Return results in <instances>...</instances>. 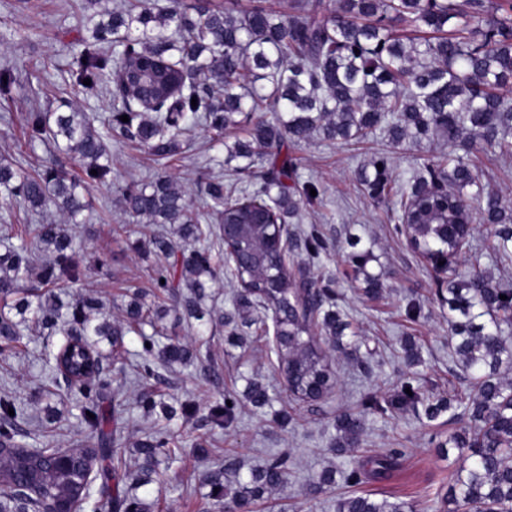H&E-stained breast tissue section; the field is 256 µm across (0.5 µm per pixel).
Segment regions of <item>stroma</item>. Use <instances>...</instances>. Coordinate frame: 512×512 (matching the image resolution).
Returning a JSON list of instances; mask_svg holds the SVG:
<instances>
[{
	"label": "stroma",
	"mask_w": 512,
	"mask_h": 512,
	"mask_svg": "<svg viewBox=\"0 0 512 512\" xmlns=\"http://www.w3.org/2000/svg\"><path fill=\"white\" fill-rule=\"evenodd\" d=\"M116 2L0 0V67L11 68L14 77L10 100L0 99V113L13 115L11 122L0 120V158L19 159L31 169L42 168L49 160L44 146L24 147L21 113L33 109L62 112L67 104L74 103L100 123L111 112V94L84 98L75 71L83 43L91 37L88 17L112 9ZM108 145L112 181L91 189L92 207L73 231L81 238L86 226L92 225L100 233L108 262L88 276L82 292L101 299L117 321L123 315L125 289L148 294L154 291L150 272L156 262L152 245L139 239V219L129 216L120 203V188L129 181L150 179L165 169L194 198L201 168L223 171L228 183L237 176L224 168L223 145L214 143L202 129L196 131L189 148L165 165L133 144L112 139ZM283 149L299 158L302 175L318 182L325 192L323 206L301 210L288 229L297 233L312 224L319 226L330 248L312 273L330 279L338 306L357 327L362 345L354 356L334 352L333 387L321 400L306 402L288 393L266 342L240 347L231 343L229 327H208L207 351L200 360L160 369L158 379L151 382L152 390L164 395L168 404L188 406L191 414L190 420L178 417L170 424L179 452L165 481L138 491L139 496L158 503V512H224L223 504L209 496L205 473L216 464H224L225 478L231 483L235 471L229 459L251 467L281 451L288 452L292 460L288 481L272 492L270 505H254L253 512H334V501L349 494V487L340 480L318 493L313 484L324 468L340 470L347 463L346 458L328 450L337 415L357 407L367 394L388 397L411 371L424 390L436 396L461 383L462 372L449 358L448 310L431 293V267L405 237L394 234L382 208L365 197L356 183L360 166L378 151L392 156L394 176L409 177L428 154V145L396 147L384 140L341 145L314 138L298 145L284 144ZM112 224L125 225L126 234L109 236ZM353 237L359 238L361 248L372 252L367 270L383 283L379 298H369L352 286L353 271L346 257ZM412 295L421 299L425 314L415 324L408 323L404 315L405 300ZM408 334L415 337L422 358L412 369L398 356L400 340ZM24 338V353L0 360V389L9 390L21 401L39 390L46 373L44 337L32 331ZM250 378L267 387L271 406L258 409L241 400L232 426L211 427L207 422L210 405L221 393L243 392ZM289 405L296 420L280 426L274 413ZM58 409L60 416L48 425L46 440L58 448L78 447L87 431L76 408L65 402ZM111 411L115 437L129 451L135 441L153 430L157 420L156 415L143 412L139 390L130 385L121 388ZM460 426V421L444 415L430 421L410 411L369 418L358 454L373 456L399 449L403 456L386 478L359 485V492L379 498L398 496L412 502L416 512H434L438 495L449 493L453 472L465 463L457 449L444 453L438 444Z\"/></svg>",
	"instance_id": "1"
}]
</instances>
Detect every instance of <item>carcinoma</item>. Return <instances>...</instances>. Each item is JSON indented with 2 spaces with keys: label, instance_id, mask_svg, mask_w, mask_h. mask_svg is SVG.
I'll return each instance as SVG.
<instances>
[{
  "label": "carcinoma",
  "instance_id": "1",
  "mask_svg": "<svg viewBox=\"0 0 512 512\" xmlns=\"http://www.w3.org/2000/svg\"><path fill=\"white\" fill-rule=\"evenodd\" d=\"M263 2L169 0L161 6L155 0H121L93 22L77 85L87 96L99 94L109 71L130 65L149 70L160 63L173 88L157 97L152 110L142 109L124 91L112 92L103 133L78 107L24 113L25 145L42 144L65 154L77 170L53 161L29 172L18 163L0 162L5 205L16 203L41 215L52 204L66 217L62 223L20 224L19 243L7 240L0 249V355L17 352L29 322L58 337L47 359L48 384L35 399H49L66 388L93 436L82 446V457L66 464L59 462L55 448L34 453L22 441V426L33 424L32 414L12 395L0 394V448L11 450L0 459L5 483L0 512H45L53 502H84L94 480L104 486L113 480L125 483L98 509L152 512L137 490L163 478L160 465L174 459L177 448L171 431L161 426L135 448L140 459L135 472L125 470V449L104 430L110 364L125 365L123 338L129 334L141 341L137 372L145 384L157 377L154 365L200 355L201 348L164 333L161 321L179 309L204 321L206 288L224 271L220 225L226 221L245 225L243 245L254 254L245 273L248 287L235 299L238 317L255 326L258 341L266 334V321L256 312L280 324L282 339L272 351L292 396L314 401L328 391L332 360L316 335L328 336L340 350L343 337L355 339L357 331L338 309L336 292L304 268L290 269L294 250L281 252L266 244L273 228L252 223V211L241 205L248 199L268 206L272 223L283 227L302 208L321 206L323 190L302 179L297 159L279 163L268 153L286 138L300 143L314 134L357 143L381 137L395 145L437 136L464 151H434L404 181L393 176L391 157L380 152L361 166L357 180L394 222L395 234L441 261L433 265L435 296L448 306L452 354L466 388L448 398L434 397L411 374L390 397L370 396L358 409L338 414L330 451L340 455L356 447L371 415L420 409L431 421L448 411L466 422L449 435L448 447L471 459L454 479L451 501L464 512H512V286L481 268L485 254L512 262V206L481 182L485 162L512 159V100L507 97L512 91V0H339L335 9L323 0H288L286 14ZM85 79L91 84H83ZM268 112L270 120L264 118ZM257 113L247 138L226 146L224 159L227 165L239 162L237 174L247 177L261 168L252 189L224 186V178L209 167L201 172L200 203L166 171L121 189L125 211L148 220L141 234L153 238L162 254L152 269L156 297L166 296L170 306L150 307L134 292L123 320L114 324L98 299L70 298L68 289L105 266L103 250L77 243L71 225L88 208L86 192L112 173L107 140L122 139L167 161L197 128L221 141L239 115ZM123 115L129 121H121ZM312 188L317 195L310 194ZM474 219L490 225L491 233L463 270L454 259L469 250ZM297 248L314 265L328 243L313 224ZM347 258L364 293L378 294L380 279L365 270L370 253L354 250ZM247 398L256 407L270 403L266 389L253 380ZM237 407L236 397L225 395L209 409L211 425L234 422ZM401 456L398 450L355 456L345 483L383 479ZM288 462V456L274 454L239 479L232 507L248 509L283 484ZM206 481L218 489L215 497L228 496L224 468L211 470ZM336 512L414 510L405 500L354 493L337 500Z\"/></svg>",
  "mask_w": 512,
  "mask_h": 512
}]
</instances>
